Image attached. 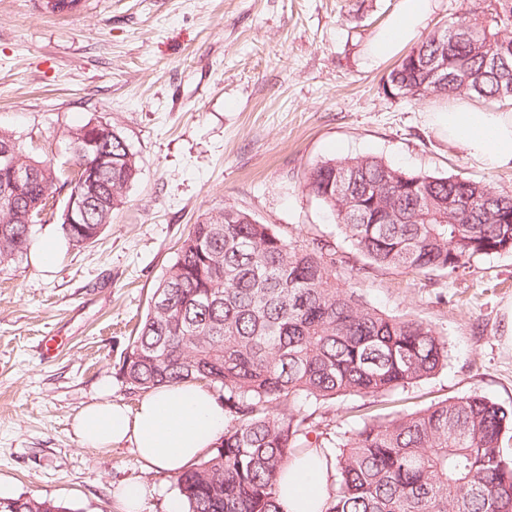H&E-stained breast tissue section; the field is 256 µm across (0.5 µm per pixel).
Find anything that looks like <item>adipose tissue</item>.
<instances>
[{
	"instance_id": "1",
	"label": "adipose tissue",
	"mask_w": 512,
	"mask_h": 512,
	"mask_svg": "<svg viewBox=\"0 0 512 512\" xmlns=\"http://www.w3.org/2000/svg\"><path fill=\"white\" fill-rule=\"evenodd\" d=\"M432 10V0H400L397 11L369 43L366 59L375 65L414 42ZM445 141L461 145L484 167L512 164V113L497 112L463 98L429 114ZM224 409L202 386L185 382L143 396L136 407L102 398L84 407L73 430L87 448L122 443L135 448L146 470L178 476L224 433ZM334 469L311 454L289 463L278 477L282 512H326Z\"/></svg>"
}]
</instances>
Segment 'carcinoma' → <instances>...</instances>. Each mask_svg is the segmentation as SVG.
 <instances>
[{
	"instance_id": "cac0c4a2",
	"label": "carcinoma",
	"mask_w": 512,
	"mask_h": 512,
	"mask_svg": "<svg viewBox=\"0 0 512 512\" xmlns=\"http://www.w3.org/2000/svg\"><path fill=\"white\" fill-rule=\"evenodd\" d=\"M402 56L383 90L414 101L474 95L512 102V0H482ZM440 73H434L436 68ZM85 127L69 131L71 162ZM107 156L95 179L69 175L10 143L18 183L0 171V274L28 249L51 195L79 191V224H62L74 247L97 241L140 176L136 154L107 122ZM305 187L336 215L370 264L452 273L512 253V193L473 178L406 172L375 156L311 167ZM149 301L119 373L132 390L202 382L224 391V435L176 478L185 512H281L277 478L315 448L335 471L327 512H512V409L480 395L415 412L378 413L351 431H322L295 408L305 396L378 398L447 366L448 346L432 325L387 315L332 278L321 247L288 243L270 224L226 207L190 226L175 262ZM0 512H69L33 496L0 499Z\"/></svg>"
}]
</instances>
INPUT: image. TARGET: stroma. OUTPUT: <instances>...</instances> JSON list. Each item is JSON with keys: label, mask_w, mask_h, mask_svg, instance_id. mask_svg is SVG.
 Returning a JSON list of instances; mask_svg holds the SVG:
<instances>
[{"label": "stroma", "mask_w": 512, "mask_h": 512, "mask_svg": "<svg viewBox=\"0 0 512 512\" xmlns=\"http://www.w3.org/2000/svg\"><path fill=\"white\" fill-rule=\"evenodd\" d=\"M398 3L81 0L59 15L43 0H0V128L61 167L68 130L108 122L141 166L94 244L72 248L49 221L0 274V498L123 512L119 483L140 479L151 489L143 512H165L174 478L145 471L129 446L84 447L72 423L105 383L112 400L137 405L120 357L189 226L227 206L289 242L326 244L337 283L385 313L435 326L448 342L446 369L380 403L298 398L312 422L349 430L381 407L415 411L474 393L512 407V253L452 274L378 268L304 188L313 165L370 155L512 193V164L483 168L440 139L428 123L438 100L387 96L390 63L365 64ZM46 336L56 341L48 356Z\"/></svg>", "instance_id": "obj_1"}]
</instances>
